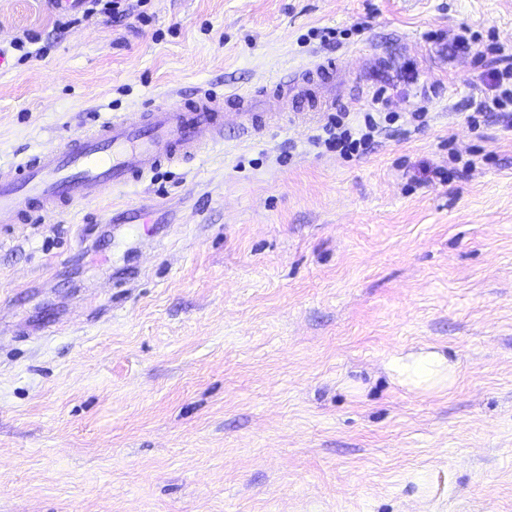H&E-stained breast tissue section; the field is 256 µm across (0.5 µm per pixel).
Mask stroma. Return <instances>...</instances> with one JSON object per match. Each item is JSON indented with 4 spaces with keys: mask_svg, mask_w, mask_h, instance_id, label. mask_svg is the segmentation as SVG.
Masks as SVG:
<instances>
[{
    "mask_svg": "<svg viewBox=\"0 0 512 512\" xmlns=\"http://www.w3.org/2000/svg\"><path fill=\"white\" fill-rule=\"evenodd\" d=\"M64 35L0 0V164L180 88L315 58L367 112L427 114L354 158L287 124L51 224L0 230V512H512V128L475 113L512 0H132ZM340 30L339 45L312 33ZM473 161L463 171L465 161ZM459 364L418 393L385 368ZM390 375L417 392H434L450 387L459 372L457 362L432 345L392 355L386 363Z\"/></svg>",
    "mask_w": 512,
    "mask_h": 512,
    "instance_id": "1",
    "label": "stroma"
}]
</instances>
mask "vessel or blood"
<instances>
[{"label": "vessel or blood", "instance_id": "vessel-or-blood-1", "mask_svg": "<svg viewBox=\"0 0 512 512\" xmlns=\"http://www.w3.org/2000/svg\"><path fill=\"white\" fill-rule=\"evenodd\" d=\"M343 87L335 61L319 60L298 79L251 94L167 92L143 103L137 119L112 116L0 170V228L45 223L162 167L207 156L224 145L226 112L235 114L240 136L249 140L283 121L311 124L341 98ZM302 99L306 109H296Z\"/></svg>", "mask_w": 512, "mask_h": 512}]
</instances>
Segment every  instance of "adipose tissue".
Returning <instances> with one entry per match:
<instances>
[{"instance_id": "1", "label": "adipose tissue", "mask_w": 512, "mask_h": 512, "mask_svg": "<svg viewBox=\"0 0 512 512\" xmlns=\"http://www.w3.org/2000/svg\"><path fill=\"white\" fill-rule=\"evenodd\" d=\"M386 369L409 389L426 393L450 387L458 375L459 365L436 347L425 345L395 353L387 361Z\"/></svg>"}]
</instances>
